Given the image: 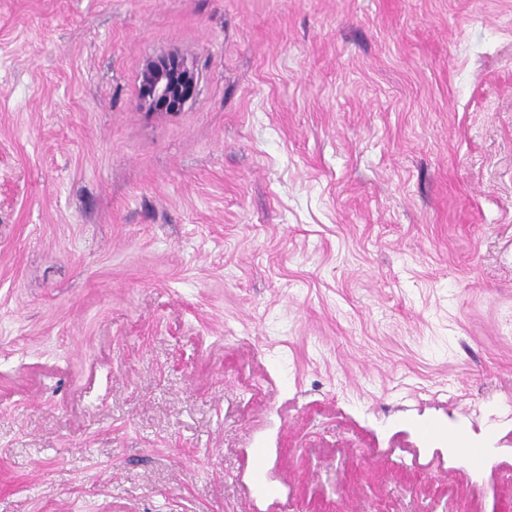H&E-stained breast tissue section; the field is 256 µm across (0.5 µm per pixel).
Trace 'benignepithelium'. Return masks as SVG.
Returning <instances> with one entry per match:
<instances>
[{
    "label": "benign epithelium",
    "instance_id": "7a95c632",
    "mask_svg": "<svg viewBox=\"0 0 512 512\" xmlns=\"http://www.w3.org/2000/svg\"><path fill=\"white\" fill-rule=\"evenodd\" d=\"M197 83V74L183 60L162 57L144 72L141 99L152 111L178 112L196 94Z\"/></svg>",
    "mask_w": 512,
    "mask_h": 512
}]
</instances>
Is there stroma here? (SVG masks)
<instances>
[{
  "label": "stroma",
  "instance_id": "obj_1",
  "mask_svg": "<svg viewBox=\"0 0 512 512\" xmlns=\"http://www.w3.org/2000/svg\"><path fill=\"white\" fill-rule=\"evenodd\" d=\"M0 512H512V0H0ZM193 68L176 56L153 61L142 78L141 99L155 112H178L197 91Z\"/></svg>",
  "mask_w": 512,
  "mask_h": 512
}]
</instances>
